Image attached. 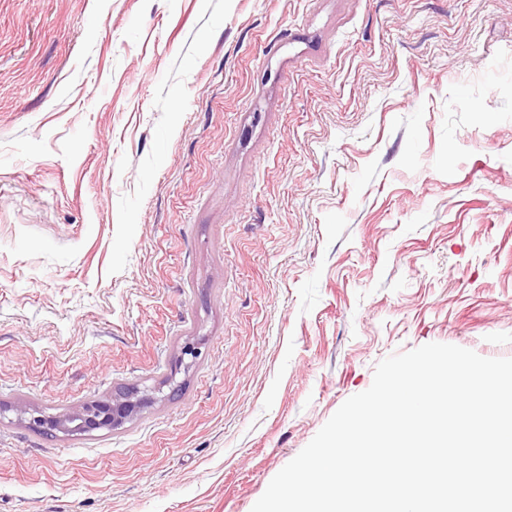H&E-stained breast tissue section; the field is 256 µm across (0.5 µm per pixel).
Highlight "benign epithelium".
I'll list each match as a JSON object with an SVG mask.
<instances>
[{"instance_id":"7a95c632","label":"benign epithelium","mask_w":512,"mask_h":512,"mask_svg":"<svg viewBox=\"0 0 512 512\" xmlns=\"http://www.w3.org/2000/svg\"><path fill=\"white\" fill-rule=\"evenodd\" d=\"M148 400V396L140 394V388L123 387L106 400L76 405L53 418L33 407H21L18 412L20 418L35 432L54 427L63 431L80 428L90 434L98 430L121 428Z\"/></svg>"}]
</instances>
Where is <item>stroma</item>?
Listing matches in <instances>:
<instances>
[{"instance_id":"stroma-1","label":"stroma","mask_w":512,"mask_h":512,"mask_svg":"<svg viewBox=\"0 0 512 512\" xmlns=\"http://www.w3.org/2000/svg\"><path fill=\"white\" fill-rule=\"evenodd\" d=\"M428 343L512 358V0H0V512H251ZM123 387L112 393L109 399L85 402L68 409L57 417H46L41 410L33 407H20V418L35 432L49 427L61 429V432L80 428L86 434L98 430H116L131 420L141 406L150 398L141 393L138 387ZM65 430V431H64Z\"/></svg>"}]
</instances>
